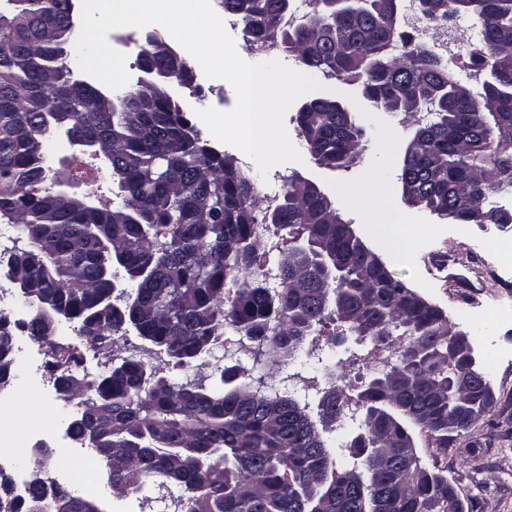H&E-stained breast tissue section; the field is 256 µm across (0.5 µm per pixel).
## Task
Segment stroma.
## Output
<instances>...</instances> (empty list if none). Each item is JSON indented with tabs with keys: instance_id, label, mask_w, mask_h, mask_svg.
Returning <instances> with one entry per match:
<instances>
[{
	"instance_id": "obj_1",
	"label": "stroma",
	"mask_w": 512,
	"mask_h": 512,
	"mask_svg": "<svg viewBox=\"0 0 512 512\" xmlns=\"http://www.w3.org/2000/svg\"><path fill=\"white\" fill-rule=\"evenodd\" d=\"M179 94L189 113L207 107L226 111L236 103L235 91L227 81L207 78L201 72L192 88L180 89ZM424 117L421 111L410 116L366 113L360 122L363 151L350 167L332 169L308 159L287 162L274 166L259 188L267 196L278 197L289 176L299 175L314 182L387 268L428 302L440 307L456 328L474 331L476 324H485V331L476 333L474 348L478 364L487 372L492 387L489 411L471 430L449 433L447 444H440L425 431H415L414 437L425 465L446 476L455 487L462 512H512V318L500 320L488 315L475 320L468 309L473 295L498 296L504 281L493 275L475 280V289L463 286L464 281L473 280L469 269L473 249L479 247L488 256H495L500 248L512 247V232H500L491 224H456L405 203L399 181L404 150L418 120ZM64 157L82 161L98 173L92 182L76 180L75 194L110 207L121 204L123 194L113 181L104 156L76 150L62 140L53 141L51 167H58ZM394 208L400 209L406 222L418 229L412 254L405 263L392 259L389 242L380 232L387 211ZM58 334L60 342L84 349L78 377L94 380L109 370L111 350L87 349L76 324L61 325ZM237 337L232 326H225L221 342L212 348L206 366L199 370L208 384H219L224 374L240 382L275 371L266 361L255 360L240 350L235 344ZM275 372L283 377L288 370L283 367ZM27 389V382L20 379L7 390L17 400V414L42 418L41 444L51 451L48 464L54 472L72 467L86 453L66 434L64 419L76 412V403L62 400L49 383L44 388L45 401L35 404L27 398ZM105 483V473L100 470L84 488L85 495L98 500L102 512H173L170 498L162 497L157 487L148 485L143 492L115 498L105 490Z\"/></svg>"
}]
</instances>
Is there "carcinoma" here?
Returning a JSON list of instances; mask_svg holds the SVG:
<instances>
[{
  "label": "carcinoma",
  "mask_w": 512,
  "mask_h": 512,
  "mask_svg": "<svg viewBox=\"0 0 512 512\" xmlns=\"http://www.w3.org/2000/svg\"><path fill=\"white\" fill-rule=\"evenodd\" d=\"M0 11V220L19 226L26 243L9 254L6 276L29 319L0 316V389L14 373V327L50 351L54 381L75 378L82 352L57 341L33 302L65 308L93 350L113 346L134 329L146 344L120 358L99 380L79 388L71 438L92 449L106 485L122 497L150 480L180 490V512H458L448 478L422 464L411 427L448 442L487 413L489 384L476 358L448 350L463 333L440 308L369 249L311 181L291 176L278 202L269 200L237 163L198 134L181 103L165 91L132 86L119 104L89 102L72 83L65 97L48 76L71 79L65 45L74 34L69 0H7ZM298 20L290 0H220L241 21L253 49L294 54L311 75L360 89L373 112L398 113L409 94L432 118L417 125L405 149L400 182L415 186L409 204L458 224L488 220L512 231V211L486 207L512 192V0H413L412 19L450 35L448 22L469 15L479 27L466 66L484 75L464 101L448 58L399 32V14L382 0H312ZM168 79L191 87L190 62L153 59ZM359 109L326 97L305 101L296 121L306 155L329 168L360 156ZM72 129L107 149L112 179L125 193L116 209L84 206L46 186L47 142ZM305 240L284 255L270 288L254 278L260 224ZM137 288L112 296V313L89 316L111 292L113 266ZM236 287L226 302L227 285ZM233 326L258 357H277L294 371L281 379L304 396L282 391L272 376L228 390L197 375L170 381L172 365L197 361ZM350 332L391 354L357 392L320 387L308 365L322 362L317 333ZM356 430L333 446L329 435ZM33 467L17 491L0 471V512H94L95 501L49 478V450L31 449ZM232 466H227V463Z\"/></svg>",
  "instance_id": "1"
}]
</instances>
